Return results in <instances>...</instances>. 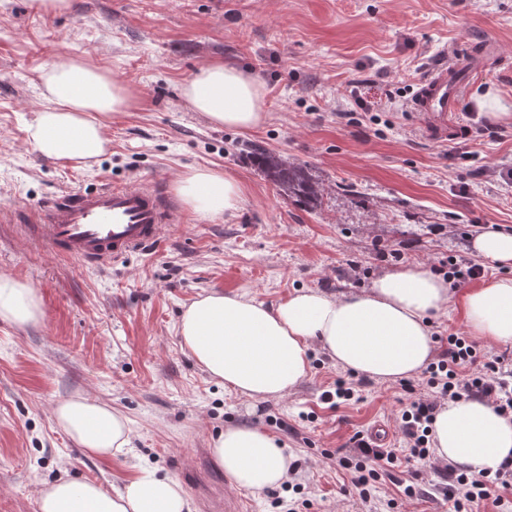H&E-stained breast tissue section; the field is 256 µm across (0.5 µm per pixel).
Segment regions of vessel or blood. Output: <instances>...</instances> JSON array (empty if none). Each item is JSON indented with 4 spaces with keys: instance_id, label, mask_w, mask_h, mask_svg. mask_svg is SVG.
<instances>
[{
    "instance_id": "b4317fda",
    "label": "vessel or blood",
    "mask_w": 512,
    "mask_h": 512,
    "mask_svg": "<svg viewBox=\"0 0 512 512\" xmlns=\"http://www.w3.org/2000/svg\"><path fill=\"white\" fill-rule=\"evenodd\" d=\"M493 42L483 55L461 49L434 66L417 84L411 111L427 116V136L443 140L455 126L450 119L466 92V80L498 59ZM38 236L54 251L96 267H108L156 243L175 216L173 206L157 187L105 183L93 189L61 192L29 208Z\"/></svg>"
}]
</instances>
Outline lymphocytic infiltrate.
Segmentation results:
<instances>
[{
	"mask_svg": "<svg viewBox=\"0 0 512 512\" xmlns=\"http://www.w3.org/2000/svg\"><path fill=\"white\" fill-rule=\"evenodd\" d=\"M437 342V359L423 371L429 396L416 395L412 381L401 383L402 390L410 396L397 418L401 447L383 450L372 446L358 433L352 441L359 452V461L347 457L340 460L361 498L370 497V484L381 474H393L402 464L429 455V432L442 400L462 396L484 398L499 414L512 418V356L481 351L476 342L459 332L438 337ZM511 487L512 459H507L491 476L479 479L451 476L444 494L452 500L454 512H482L488 500Z\"/></svg>",
	"mask_w": 512,
	"mask_h": 512,
	"instance_id": "obj_1",
	"label": "lymphocytic infiltrate"
}]
</instances>
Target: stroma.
<instances>
[{"label":"stroma","instance_id":"35a3bbf8","mask_svg":"<svg viewBox=\"0 0 512 512\" xmlns=\"http://www.w3.org/2000/svg\"><path fill=\"white\" fill-rule=\"evenodd\" d=\"M29 0H0V274L34 288L41 322L0 321V512H37L39 483L60 476L120 484L141 463L188 480L225 426L261 428L296 465L287 486L246 492L250 512H450L431 461L381 477L370 500L350 484L337 451L359 431L391 427L405 394L371 382L362 401L329 409L321 394L346 377L321 350L291 393L259 403L225 391L181 348L176 325L199 295L221 291L276 305L299 288L359 291L386 270L456 253L473 257L483 231L512 233V115L505 134L428 139L409 96L430 65L458 46L494 41L502 64L475 74L462 99L467 129L489 122L479 98L512 107V0H73L40 15ZM70 59L108 71L131 106L108 122L99 158L60 163L32 148L28 128L43 102L41 70ZM252 72L265 122L250 131L211 126L180 88L203 63ZM359 97L349 94L351 81ZM373 103L363 111L359 100ZM265 149L307 166L325 188L308 204L254 166ZM207 167L242 188L234 216L197 218L184 203L160 240L108 269L55 254L36 238L28 207L104 182L150 179L167 193L188 169ZM84 395L124 413L127 455L105 463L54 422L53 406ZM427 486L410 499L413 477Z\"/></svg>","mask_w":512,"mask_h":512}]
</instances>
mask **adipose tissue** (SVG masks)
<instances>
[{
  "mask_svg": "<svg viewBox=\"0 0 512 512\" xmlns=\"http://www.w3.org/2000/svg\"><path fill=\"white\" fill-rule=\"evenodd\" d=\"M45 106L30 126V143L45 157L83 162L109 143L106 120L128 106L126 90L104 70L79 60L50 66L40 75ZM191 111L216 127L250 130L266 117L263 86L250 71L213 60L181 87ZM176 192L203 220L233 215L242 203L237 181L196 168L179 177ZM459 297L469 331L489 344L512 343V278L455 293L421 264L384 272L369 288L336 296L304 288L274 306L212 291L182 312V348L226 390L254 401L281 397L311 371L318 347L336 365L377 382L413 376L431 361L429 321ZM35 289L0 275V321L25 326L42 320ZM54 421L92 457L108 462L126 454L127 418L106 403L77 395L59 402ZM435 463L468 474L494 472L512 457V419L486 400L461 397L439 406L431 425ZM213 455L232 483L260 493L290 477L284 444L257 427L225 426ZM38 512H192L179 480L144 466L121 485L59 478L41 483Z\"/></svg>",
  "mask_w": 512,
  "mask_h": 512,
  "instance_id": "ef3b65f1",
  "label": "adipose tissue"
}]
</instances>
